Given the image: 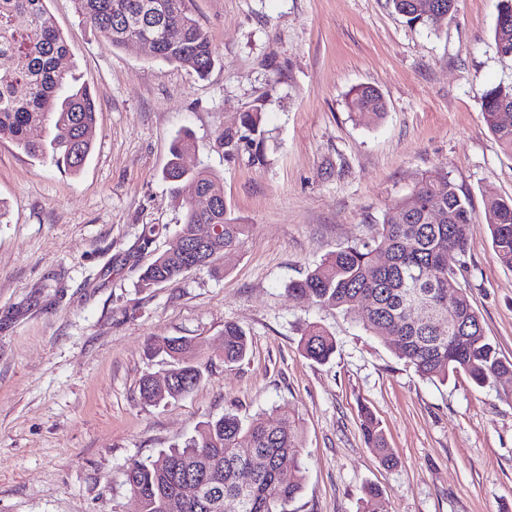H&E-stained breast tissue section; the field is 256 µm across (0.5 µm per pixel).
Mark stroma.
Returning <instances> with one entry per match:
<instances>
[{"instance_id":"obj_1","label":"stroma","mask_w":512,"mask_h":512,"mask_svg":"<svg viewBox=\"0 0 512 512\" xmlns=\"http://www.w3.org/2000/svg\"><path fill=\"white\" fill-rule=\"evenodd\" d=\"M216 52L201 79L131 43L112 50L74 0H47L65 59L99 100L94 145L78 174L0 139V512H137L120 478L131 461L183 444L227 413L288 407L301 429L304 488L289 512H360L378 485L386 512H506L512 505V396L466 377L420 378L353 319L299 305L290 282L331 251L370 236L422 178L447 173L468 199L460 281L487 336L512 360V270L496 259L485 202L512 197V156L482 119L483 94L512 83L497 54V0H458L437 26H413L388 0H187ZM371 85L384 118L360 122L354 87ZM261 108L267 164L226 160L219 137ZM190 132L189 168L224 185L248 236L195 271L145 291L142 269L183 224L163 171ZM157 234L144 244L148 227ZM247 357H217L225 323ZM337 349L302 354L307 324ZM158 336L207 337L205 380L166 405L141 380L162 374ZM381 424L397 463L365 443ZM361 417V430L368 447L375 453L382 465L394 466L396 456L393 449L388 446L384 433L374 415L365 409Z\"/></svg>"}]
</instances>
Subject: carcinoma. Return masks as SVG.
I'll use <instances>...</instances> for the list:
<instances>
[{
    "label": "carcinoma",
    "mask_w": 512,
    "mask_h": 512,
    "mask_svg": "<svg viewBox=\"0 0 512 512\" xmlns=\"http://www.w3.org/2000/svg\"><path fill=\"white\" fill-rule=\"evenodd\" d=\"M47 0H0V139H9L32 157L50 156L56 166L80 171L93 147L97 99L91 88L76 80L71 68L59 65L68 53L67 41L46 6ZM411 25L434 26L437 20L415 6V0H389ZM82 23L92 28L112 50L135 40L152 41V58L192 69L206 76L214 66L211 42L188 13L185 0H76ZM24 16L27 26L15 25ZM176 31L167 36L166 28ZM498 53L512 56V0H498L493 28ZM349 109L364 121H378L386 113L381 92L371 86L352 90ZM483 119L503 151L512 155V84H499L484 93ZM49 129V140H33L34 127ZM224 156H247L254 166L267 163L262 109L240 115L233 130L220 136ZM192 148L188 136L175 138L165 178L179 195L224 196V187L205 170L179 166ZM492 247L498 261L512 268V197L486 200ZM443 214L446 221L437 222ZM471 212L465 196L448 174L421 180L406 197L396 201L366 240L328 253L313 270L288 285L301 303L336 309L361 322L374 338L399 342L396 356L421 378L445 382L466 375L483 388L498 377L512 376V361L500 356L486 336L483 321L472 306L457 271L448 267V242L455 239L461 252L469 242ZM198 224H220L224 235L194 264L184 246ZM247 225L237 224L228 209H199L188 202L184 223L167 247L142 273L139 287L149 290L200 270H214L218 256L243 244ZM384 253L388 263L376 256ZM419 286L430 304L424 321H413L405 311L407 293ZM372 302L364 303L366 297ZM455 337L448 343V337ZM218 356L226 364L246 357L248 337L232 322L224 323ZM207 340L160 336L156 349L169 357L174 378L171 390L159 398L150 378L140 385L148 403L167 404L190 393L203 380L199 357ZM303 354L324 364L336 352V338L318 323L307 326L301 338ZM361 430L380 463L396 464L393 449L374 417L361 414ZM249 464L252 482L239 485L238 472ZM123 485L140 499L142 512H288L305 479L302 445L288 410L245 421L227 413L202 422L196 434L180 447L155 458L134 460L122 471ZM361 512H385L382 492L366 489Z\"/></svg>",
    "instance_id": "obj_1"
}]
</instances>
